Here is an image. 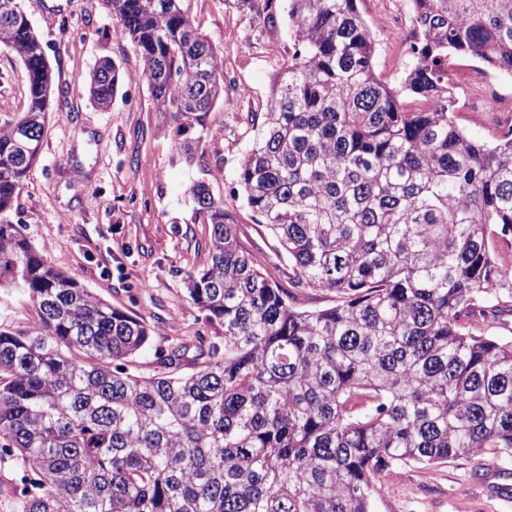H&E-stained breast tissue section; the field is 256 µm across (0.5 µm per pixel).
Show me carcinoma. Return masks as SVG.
<instances>
[{
    "instance_id": "obj_1",
    "label": "carcinoma",
    "mask_w": 512,
    "mask_h": 512,
    "mask_svg": "<svg viewBox=\"0 0 512 512\" xmlns=\"http://www.w3.org/2000/svg\"><path fill=\"white\" fill-rule=\"evenodd\" d=\"M139 51L155 110L203 125L223 58L185 0H106ZM416 60L398 88L375 68L357 0H288L295 51L276 76L238 180L288 259L289 283L336 301L300 310L240 244L210 185L191 303L217 335L127 371L151 328L50 266L9 219L38 160L53 71L19 0L0 50L28 73L0 124V288L35 317L0 327V485L14 512H371L376 480L512 454V128L477 141L454 121V56L512 73V0H411ZM123 75L100 60L90 100ZM407 96L423 102L411 111ZM194 364L182 372L184 362Z\"/></svg>"
}]
</instances>
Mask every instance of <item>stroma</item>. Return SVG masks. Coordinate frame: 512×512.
I'll use <instances>...</instances> for the list:
<instances>
[{
    "mask_svg": "<svg viewBox=\"0 0 512 512\" xmlns=\"http://www.w3.org/2000/svg\"><path fill=\"white\" fill-rule=\"evenodd\" d=\"M39 0L21 6L42 41L61 92L55 95L40 158L10 218L24 225L32 243L51 265L82 286L144 320L152 329L148 346L131 358L128 371L149 377L159 369L158 351L176 343L196 345L213 335L186 293L190 273L208 262L210 225L196 214L190 194L199 182L238 224L242 244L262 267L288 283V261L272 236L247 207L238 183L239 164L252 143L248 121L262 112L274 75L294 48L287 0H273L266 21L235 7L234 0H190V14L224 62V98L203 126L183 128L156 112L139 78L142 59L103 0ZM398 0H359L358 8L376 41V70L399 85L410 62L402 46L386 42L382 21ZM111 58L124 82L109 108L94 106L83 78L96 61ZM27 72L19 59L0 52V123L15 118L26 104ZM470 95L479 112H456L469 136L492 141L512 122V99L485 103L481 82ZM200 140L194 155L176 149ZM512 458L486 454L452 459L432 467L406 465L380 477L373 512H512Z\"/></svg>",
    "mask_w": 512,
    "mask_h": 512,
    "instance_id": "35a3bbf8",
    "label": "stroma"
}]
</instances>
